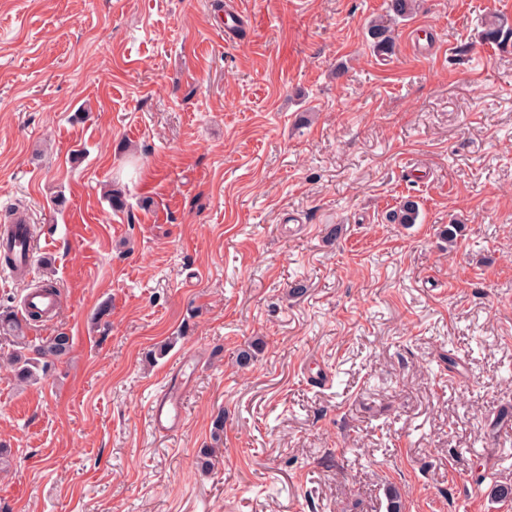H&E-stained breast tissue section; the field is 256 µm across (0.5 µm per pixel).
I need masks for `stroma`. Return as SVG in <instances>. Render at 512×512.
Returning a JSON list of instances; mask_svg holds the SVG:
<instances>
[{
    "label": "stroma",
    "mask_w": 512,
    "mask_h": 512,
    "mask_svg": "<svg viewBox=\"0 0 512 512\" xmlns=\"http://www.w3.org/2000/svg\"><path fill=\"white\" fill-rule=\"evenodd\" d=\"M237 3L228 41L227 0H0V219L60 292L22 334L72 339L26 384L0 330V506L512 512V0H421L383 59L385 0ZM190 365L194 366L190 356L179 360L149 405V426L156 435L169 436L181 428L186 389L182 377Z\"/></svg>",
    "instance_id": "stroma-1"
}]
</instances>
